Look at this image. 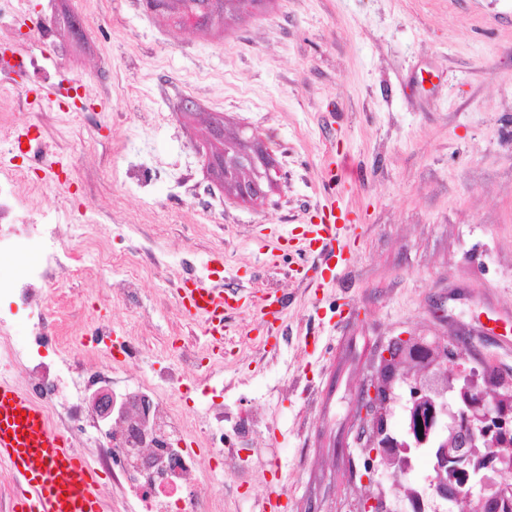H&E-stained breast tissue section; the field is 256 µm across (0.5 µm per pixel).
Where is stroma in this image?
Here are the masks:
<instances>
[{"mask_svg":"<svg viewBox=\"0 0 512 512\" xmlns=\"http://www.w3.org/2000/svg\"><path fill=\"white\" fill-rule=\"evenodd\" d=\"M49 3L63 71L34 80H81L92 108L65 139L49 114L31 115L73 172L71 188L26 205L85 213L89 235L111 236L116 267L144 261L124 300L96 279L61 280L52 326L67 348L96 345L91 312L115 335L148 337L118 385L178 367L174 339L193 344L200 365L179 406L205 428V394L224 398V471L203 453L197 472L223 483L218 512H256L272 487L277 512H340L363 495L348 429L391 337H448L455 363L512 374V0H266L208 31L148 0ZM187 98L197 117L182 115ZM208 113L273 156L265 198L240 201L210 176ZM331 174L352 229L336 280L309 288L315 254L280 252L277 238L318 223ZM209 269L238 293L220 355L174 300L185 273ZM268 291L286 302L273 333L258 316Z\"/></svg>","mask_w":512,"mask_h":512,"instance_id":"stroma-1","label":"stroma"}]
</instances>
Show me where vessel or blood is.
I'll use <instances>...</instances> for the list:
<instances>
[{"mask_svg":"<svg viewBox=\"0 0 512 512\" xmlns=\"http://www.w3.org/2000/svg\"><path fill=\"white\" fill-rule=\"evenodd\" d=\"M347 225L336 221V203L326 198L319 223L308 225L303 248L322 261L335 254ZM180 308L199 318L203 335L224 338V319L236 310L234 295L212 276L194 275L178 289ZM0 466L14 483L11 512H107L94 470L47 419L26 390L0 376Z\"/></svg>","mask_w":512,"mask_h":512,"instance_id":"1","label":"vessel or blood"}]
</instances>
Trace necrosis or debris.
<instances>
[{
	"label": "necrosis or debris",
	"mask_w": 512,
	"mask_h": 512,
	"mask_svg": "<svg viewBox=\"0 0 512 512\" xmlns=\"http://www.w3.org/2000/svg\"><path fill=\"white\" fill-rule=\"evenodd\" d=\"M0 57L5 60L0 70V98H16L23 112L50 113L59 131H66L82 84L71 80L68 90L52 101L37 95L30 69L42 59L56 67L61 61L54 48L52 19L33 0H0ZM70 165V159H63L58 177L49 180L31 177L11 162L0 161V266L16 258L23 242L40 256L39 261L26 262L23 277L12 280L9 290L13 303L29 311L31 334L25 345H18L8 333L7 322L0 319V362L22 363L33 399L72 444H80L86 434H98L105 443L96 459L98 470L134 495L139 512H215V490L201 482L190 483L189 478L201 447L216 467H223L224 441L209 430L193 428L182 416L178 406L181 373L159 370L142 376L125 388L105 425L86 410L84 398L91 389L111 381L116 370L113 357L93 347L68 349L59 365L51 367L36 354L55 339L46 323L48 292L58 277L112 274L108 238L96 239L88 249L75 253L64 241L83 238L84 225L36 224L15 207L19 197L44 187L65 188ZM142 400L149 405L144 416L136 410Z\"/></svg>",
	"instance_id": "4bbe7bcc"
}]
</instances>
